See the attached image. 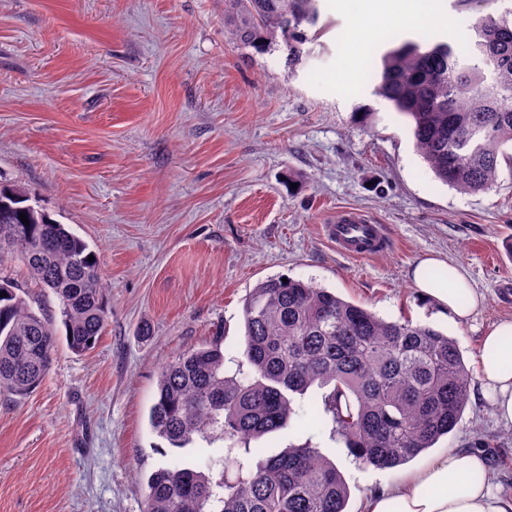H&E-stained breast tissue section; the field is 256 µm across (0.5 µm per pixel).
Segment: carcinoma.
Segmentation results:
<instances>
[{
  "mask_svg": "<svg viewBox=\"0 0 512 512\" xmlns=\"http://www.w3.org/2000/svg\"><path fill=\"white\" fill-rule=\"evenodd\" d=\"M319 0H224V32L257 54L310 40ZM477 15L469 55L449 42L407 40L373 67L374 94L406 118L434 176L464 194L493 188L512 165V10L460 0ZM25 214L23 224L19 214ZM94 260H89V257ZM20 263L59 301L68 348H95L108 320L97 252L28 189L0 180V271ZM242 360L224 368L222 341L164 364L150 408L153 431L174 449L221 441L226 453L197 465H163L147 479L143 512H348V485L319 449L294 446L245 472L248 441L292 426L294 395L330 387L317 417L360 460L395 468L458 425L473 373L458 341L431 325L386 320L326 288L289 278L259 282L244 299ZM58 330L40 301L0 274V391L22 399L45 380Z\"/></svg>",
  "mask_w": 512,
  "mask_h": 512,
  "instance_id": "cac0c4a2",
  "label": "carcinoma"
}]
</instances>
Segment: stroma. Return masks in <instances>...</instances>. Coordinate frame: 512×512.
<instances>
[{
    "label": "stroma",
    "mask_w": 512,
    "mask_h": 512,
    "mask_svg": "<svg viewBox=\"0 0 512 512\" xmlns=\"http://www.w3.org/2000/svg\"><path fill=\"white\" fill-rule=\"evenodd\" d=\"M319 11L320 35L293 62L229 41L224 0H0V177L96 250L111 309L89 353L58 344L33 393L0 392V512H142L144 482L167 461L148 420L160 367L219 337L235 370L243 300L268 277L434 326L473 370L482 336L512 319V166L475 194L436 179L406 120L348 75L354 13L341 0ZM437 11L449 26L397 27L362 63L422 38L468 52L471 13L458 0ZM344 207L383 224L390 245L337 252L325 229ZM428 255L463 267L483 295L468 322L419 297L410 271ZM476 434L511 495L512 427L477 385L455 430L393 469L363 465L327 421L257 445L320 448L357 512L370 490Z\"/></svg>",
    "instance_id": "35a3bbf8"
}]
</instances>
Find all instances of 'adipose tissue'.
<instances>
[{"instance_id": "adipose-tissue-1", "label": "adipose tissue", "mask_w": 512, "mask_h": 512, "mask_svg": "<svg viewBox=\"0 0 512 512\" xmlns=\"http://www.w3.org/2000/svg\"><path fill=\"white\" fill-rule=\"evenodd\" d=\"M429 0H380L366 26L356 31V46L372 42L391 25H412L429 16ZM438 268L443 280H428V268ZM412 280L423 300L431 301L439 315L453 322L467 320L482 304L465 271L435 258L422 259L412 271ZM512 321L495 325L483 337L477 362L494 413L500 422L512 425ZM364 512H512V496L497 486L488 456L480 448H450L402 481L370 492Z\"/></svg>"}]
</instances>
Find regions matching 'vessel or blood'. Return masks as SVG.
<instances>
[{"instance_id": "vessel-or-blood-1", "label": "vessel or blood", "mask_w": 512, "mask_h": 512, "mask_svg": "<svg viewBox=\"0 0 512 512\" xmlns=\"http://www.w3.org/2000/svg\"><path fill=\"white\" fill-rule=\"evenodd\" d=\"M327 235L338 252L352 258L374 256L389 241L382 225L355 209L343 211L336 223L328 225Z\"/></svg>"}]
</instances>
